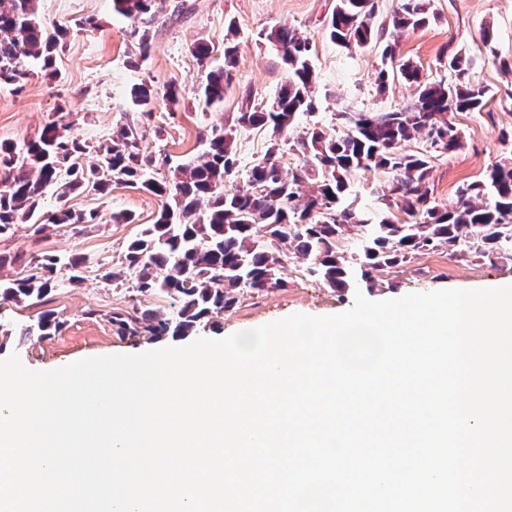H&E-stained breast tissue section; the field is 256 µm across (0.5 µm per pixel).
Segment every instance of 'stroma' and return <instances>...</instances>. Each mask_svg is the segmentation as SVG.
I'll use <instances>...</instances> for the list:
<instances>
[{
    "instance_id": "1",
    "label": "stroma",
    "mask_w": 512,
    "mask_h": 512,
    "mask_svg": "<svg viewBox=\"0 0 512 512\" xmlns=\"http://www.w3.org/2000/svg\"><path fill=\"white\" fill-rule=\"evenodd\" d=\"M157 17L149 27L153 48L146 61H135L129 31L131 24L113 13L112 0H40L39 12L46 28L60 24L68 34L57 57L56 73L48 76L33 67L23 87L0 85V144L17 148L36 139L52 121L67 125L72 136L91 145L111 137L117 126L138 125L144 151L160 158L153 177L169 176L172 165L194 159L204 146L200 135L212 125L232 122L245 98L261 102L273 98L288 77L277 46L267 33L286 24L307 36L315 48L312 66L316 75L314 114L302 115L298 130L309 125L338 127L341 112H388L411 97L412 87L394 81L379 92L374 79L381 65V47L345 49L326 35L336 0H157ZM435 20L400 33L401 55L420 69L423 80L448 79L449 50H458L472 61L470 79L490 91L480 112L456 113L452 122L461 129L462 150L433 158L431 182L439 206L454 204L460 185L477 180L487 167L512 157V77L500 63L512 60V0H434ZM98 26L87 32L85 18ZM238 30L237 66L224 94L221 110L198 106L196 91L209 67L223 61L228 24ZM492 29L491 46H484L482 32ZM209 44L213 53L206 63L193 54L196 42ZM145 84L164 93L169 85L180 90L177 105L158 102L144 116L132 105L130 90ZM270 135L264 130H242L236 137L237 164L226 182L246 180L251 167L262 161ZM65 206L98 212V224H65L37 232L35 225L19 224L11 239L0 242V251L55 254L84 258L81 283L57 274L54 287L40 303L0 307V323L17 329L32 323L45 310L54 311L63 326L57 333L20 341L0 338V359L18 354L33 370H51L77 360L110 354H138L167 346H184L186 336L158 338L116 335L114 311L132 308L173 313L176 306L163 293L142 294L121 282L105 280L109 271L122 267L129 243L144 225L153 223L161 203L147 192L113 186L105 195L80 190L65 198L47 193L43 211ZM132 213L134 223L116 224L112 214ZM282 288L262 294L244 293L238 305L199 328L198 336L219 339L253 329L295 313L331 315L350 309L356 295L378 301L410 292L485 288L512 282V260L456 258L438 251L417 255L404 266L376 272L361 291L334 292L311 277L296 259L281 271Z\"/></svg>"
}]
</instances>
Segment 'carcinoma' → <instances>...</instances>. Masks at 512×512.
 <instances>
[{
	"mask_svg": "<svg viewBox=\"0 0 512 512\" xmlns=\"http://www.w3.org/2000/svg\"><path fill=\"white\" fill-rule=\"evenodd\" d=\"M39 0H0V83L23 85L29 63L56 73L59 49L68 31L50 33L43 25ZM363 0H336L328 22L332 42L347 48L378 42L384 31L370 19L376 4L359 14ZM118 14L130 21L150 23L156 18V0H112ZM434 16L432 0H401L391 15L393 32L421 27ZM224 42V65L207 72L197 100L207 109L224 104V85L236 67L238 44ZM135 55L144 61L152 43L148 29H133ZM267 38L283 49L288 81L275 99L278 111L250 105L246 99L234 124H216L202 133L205 151L196 160L173 168L172 176H147L156 159L140 145L137 126L124 124L109 141L91 146L67 133L65 125L49 122L39 138L20 149L0 146V238L17 224H36L41 232L54 224H97L95 212L60 209L42 214L38 207L50 190L61 198L79 188L104 193L114 184L145 191L161 202L153 223L130 242L125 272L104 279L131 282L136 291L165 293L178 303L172 317L137 309L115 312L112 325L119 336L166 334L187 336L213 318L233 309L244 291L267 292L283 286L279 277L284 258L302 260L310 275L330 290L347 291L372 282V273L396 268L422 252L446 250L476 258L512 257V159L487 168L480 179L457 190L450 207L431 203V156L401 153L399 148L424 134L434 152L454 153L464 137L451 121L458 112L481 111L488 90L470 81V59L448 53L451 80L424 81L409 59L396 58V40L387 41L375 82L385 90L400 77L414 87L404 106L379 115L341 112L347 131L333 135L313 126L292 140L291 148L303 165L283 174L278 161L281 142L297 118L315 110V72L310 65V41L297 29L278 26ZM131 102L145 115L156 104L153 90L144 84L130 92ZM271 131L265 158L254 165L248 180L226 186L237 163L238 129ZM382 170L391 175L389 207L404 214L381 217L358 202L354 176ZM62 260L44 255L25 260L22 254L0 252V268L18 267L9 279H0V307L42 300L52 289ZM62 326L55 313L43 311L21 330L23 336H47Z\"/></svg>",
	"mask_w": 512,
	"mask_h": 512,
	"instance_id": "obj_1",
	"label": "carcinoma"
}]
</instances>
